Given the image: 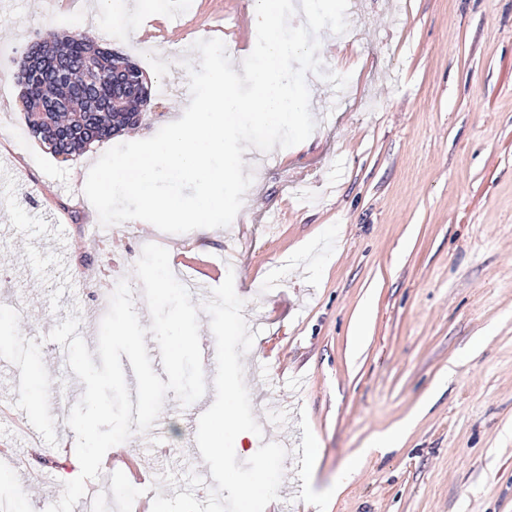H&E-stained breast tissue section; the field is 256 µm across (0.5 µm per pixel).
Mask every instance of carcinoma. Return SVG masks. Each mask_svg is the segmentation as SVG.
<instances>
[{"instance_id":"carcinoma-1","label":"carcinoma","mask_w":512,"mask_h":512,"mask_svg":"<svg viewBox=\"0 0 512 512\" xmlns=\"http://www.w3.org/2000/svg\"><path fill=\"white\" fill-rule=\"evenodd\" d=\"M90 50L91 39L87 35H66L51 46L47 65L28 76L29 94L24 97L27 111H39L49 96L67 103L63 111L49 113L54 140L50 153L55 156L79 154L95 141L135 128L146 104L126 78L133 62L115 52L103 58L98 80L88 81L84 62ZM59 67L67 70L62 82L55 77Z\"/></svg>"}]
</instances>
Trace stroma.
<instances>
[{"mask_svg":"<svg viewBox=\"0 0 512 512\" xmlns=\"http://www.w3.org/2000/svg\"><path fill=\"white\" fill-rule=\"evenodd\" d=\"M84 0L66 6L0 0V49L24 56L47 31L84 32L129 54L151 98L141 125L91 145L153 136L180 111L171 83L187 87L184 61H197L194 34L226 28L234 70L255 47L237 20L253 0H179L176 29L158 31L144 51L151 8L121 9L99 27L82 18ZM359 43L321 44L323 65L350 74L336 92L307 75L316 122L304 142L270 153L251 150L265 168L245 193L229 227L169 234L170 255L188 252L208 280L206 263L234 273L243 315L257 337L242 359L252 413L262 428L237 450L262 443L288 452L274 502L279 512H512V0H361L346 15ZM16 64L0 68L10 110L0 117V405L34 415L37 441L51 450L69 433L66 419L85 385L55 355L48 333L71 312L87 344L98 338L99 312L82 272L114 263L136 294L142 326L151 318L134 274L143 241L157 229L115 225L118 255L93 233L98 215L83 193V157L62 163L28 132ZM26 212L10 223L11 211ZM66 243L77 273L55 264ZM36 368L46 388L39 406L15 386ZM193 407L167 393L154 426L125 447L163 497L185 492L188 473L210 467L194 454ZM397 431L396 447L376 440ZM350 479L342 474L353 459ZM69 454L34 481L0 457V504L46 512L64 485Z\"/></svg>","mask_w":512,"mask_h":512,"instance_id":"1","label":"stroma"}]
</instances>
